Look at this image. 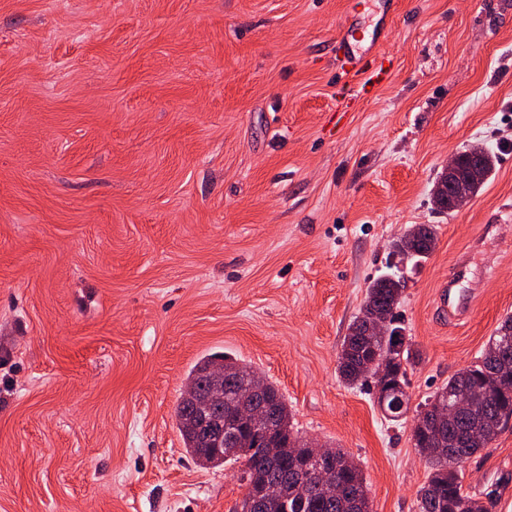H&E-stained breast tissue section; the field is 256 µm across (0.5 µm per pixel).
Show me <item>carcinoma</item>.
Instances as JSON below:
<instances>
[{"instance_id":"obj_1","label":"carcinoma","mask_w":512,"mask_h":512,"mask_svg":"<svg viewBox=\"0 0 512 512\" xmlns=\"http://www.w3.org/2000/svg\"><path fill=\"white\" fill-rule=\"evenodd\" d=\"M471 156L480 158L484 174L493 170L496 155L491 149L476 146L460 154L463 161ZM435 240V225L420 224L405 231L392 247L409 260L417 261L429 255ZM402 290V281L388 275L375 279L367 287L363 306L344 336L338 360L339 376L350 387L375 378V373L364 367L367 359L391 355L397 360L394 379L397 389L387 400L384 411L396 422L405 417V405L409 404L404 337L394 326ZM378 315L387 321L385 331L364 334L367 324ZM495 353L506 354L512 359V316L506 317L494 336L489 338L483 355L438 388L414 419L412 442L430 468L428 480L418 491V512H484L483 504L464 489L462 477L448 455L434 453L436 437L423 420L465 397L469 401L467 410L448 412V421L443 424L448 439L456 442L450 452L469 458L487 448L512 419V368L506 373L498 371L493 358ZM255 375L257 371L251 365L224 354L205 355L192 367L188 385L193 387V392L186 391L181 396L175 418L186 453L195 463L217 467L227 462L226 458L217 457L210 451L216 441L205 440L199 420L201 401L223 393V400L213 402L209 407V422L217 428L226 425L244 433L248 431V425L241 411V396ZM258 401L273 404L275 419L271 438L257 431L252 434L251 446L242 449L250 462L247 498L266 500V512H372L359 465L340 449L334 450L339 495L327 497L318 486L300 482L309 452L308 440L295 430L292 412L273 383L266 382ZM271 441L282 448L299 449L297 458L285 455L274 464L268 462L264 454Z\"/></svg>"}]
</instances>
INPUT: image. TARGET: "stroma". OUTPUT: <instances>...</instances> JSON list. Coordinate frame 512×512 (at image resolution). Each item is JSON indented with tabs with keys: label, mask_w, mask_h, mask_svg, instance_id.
Masks as SVG:
<instances>
[{
	"label": "stroma",
	"mask_w": 512,
	"mask_h": 512,
	"mask_svg": "<svg viewBox=\"0 0 512 512\" xmlns=\"http://www.w3.org/2000/svg\"><path fill=\"white\" fill-rule=\"evenodd\" d=\"M349 0H0V512H235L175 408L203 355L277 385L302 436L359 464L372 512H418L411 425L338 374L392 243L437 227L396 310L411 405L512 315V0H395L390 82L337 117ZM498 159L452 213L453 154ZM475 294L449 322L459 260ZM512 512V425L462 465ZM466 272L465 263L463 261L458 263L448 277V283L442 286L441 306L447 311L449 322L462 320L469 314L471 303L469 297L462 295L454 288L456 282L465 277Z\"/></svg>",
	"instance_id": "stroma-1"
}]
</instances>
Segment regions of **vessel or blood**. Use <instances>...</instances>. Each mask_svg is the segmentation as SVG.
Returning a JSON list of instances; mask_svg holds the SVG:
<instances>
[{"label":"vessel or blood","mask_w":512,"mask_h":512,"mask_svg":"<svg viewBox=\"0 0 512 512\" xmlns=\"http://www.w3.org/2000/svg\"><path fill=\"white\" fill-rule=\"evenodd\" d=\"M385 36L383 33L373 34L370 40H363L358 34L354 15H347L341 25L340 32L332 45L338 59L337 68L348 69L350 75L359 79L356 95L369 96L371 89L387 82L391 76L385 64L388 60L382 46ZM465 263H458L447 283L441 290V305L447 311L449 320L459 321L470 311L469 297L457 292L455 284L465 277Z\"/></svg>","instance_id":"vessel-or-blood-1"}]
</instances>
